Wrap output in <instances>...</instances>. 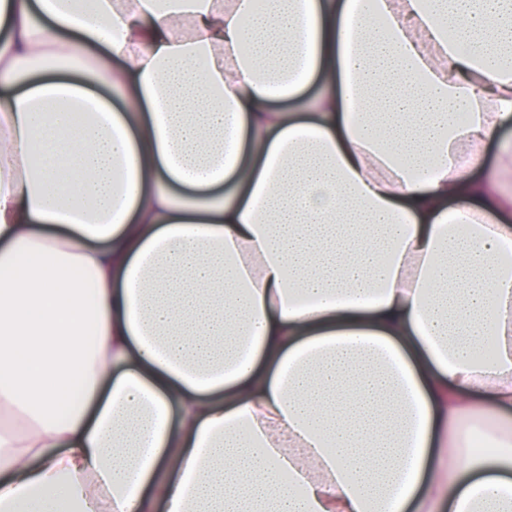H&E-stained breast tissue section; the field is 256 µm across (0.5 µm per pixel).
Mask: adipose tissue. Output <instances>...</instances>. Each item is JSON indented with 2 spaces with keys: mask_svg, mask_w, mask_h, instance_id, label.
Returning <instances> with one entry per match:
<instances>
[{
  "mask_svg": "<svg viewBox=\"0 0 512 512\" xmlns=\"http://www.w3.org/2000/svg\"><path fill=\"white\" fill-rule=\"evenodd\" d=\"M509 122L512 0H0V512H512Z\"/></svg>",
  "mask_w": 512,
  "mask_h": 512,
  "instance_id": "ef3b65f1",
  "label": "adipose tissue"
}]
</instances>
